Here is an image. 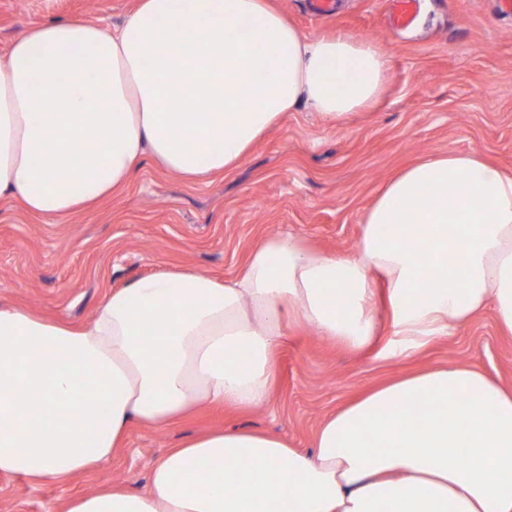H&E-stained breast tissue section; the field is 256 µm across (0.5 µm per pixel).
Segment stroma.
<instances>
[{"mask_svg": "<svg viewBox=\"0 0 512 512\" xmlns=\"http://www.w3.org/2000/svg\"><path fill=\"white\" fill-rule=\"evenodd\" d=\"M275 0L307 37L345 33L379 45L390 80L379 102L329 123L288 113L234 169L191 183L144 161L96 203L46 219L0 200V303L72 325L88 323L104 295L140 277L194 269L237 274L262 239L291 233L335 254L353 252L385 181L448 149L512 171V11L500 0H417L404 28L391 0ZM135 0H0V53L37 24L79 18L115 26ZM478 367L512 388V334L485 310L408 357L356 352L301 326L288 334L268 402L240 411L203 406L180 422L132 425L112 462L66 482L0 475V512H64L74 497L119 485L137 492L153 463L181 441L217 427L250 428L313 447L331 412L363 390L434 365Z\"/></svg>", "mask_w": 512, "mask_h": 512, "instance_id": "35a3bbf8", "label": "stroma"}]
</instances>
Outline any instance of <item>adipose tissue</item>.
Returning a JSON list of instances; mask_svg holds the SVG:
<instances>
[{
    "label": "adipose tissue",
    "instance_id": "adipose-tissue-1",
    "mask_svg": "<svg viewBox=\"0 0 512 512\" xmlns=\"http://www.w3.org/2000/svg\"><path fill=\"white\" fill-rule=\"evenodd\" d=\"M388 79L380 47L307 37L271 0H137L113 28L37 25L0 56V198L55 218L147 158L195 183L299 106L334 122ZM489 306L512 332V172L473 152L425 156L378 190L353 256L271 236L233 278H138L77 328L0 306V474L65 481L110 463L131 425L266 402L290 325L400 357ZM420 400L430 410L412 414ZM66 512H512V390L473 366L431 367L330 413L312 453L213 430L159 458L147 490L103 489Z\"/></svg>",
    "mask_w": 512,
    "mask_h": 512
}]
</instances>
